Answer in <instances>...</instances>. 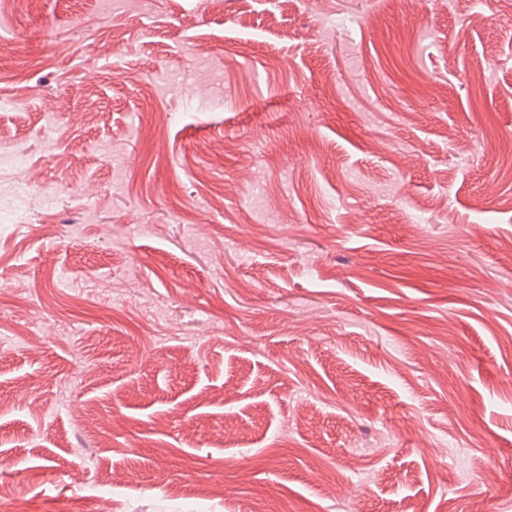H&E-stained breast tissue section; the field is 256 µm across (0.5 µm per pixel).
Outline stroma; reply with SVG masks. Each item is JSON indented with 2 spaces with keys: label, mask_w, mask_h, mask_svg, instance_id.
Masks as SVG:
<instances>
[{
  "label": "stroma",
  "mask_w": 512,
  "mask_h": 512,
  "mask_svg": "<svg viewBox=\"0 0 512 512\" xmlns=\"http://www.w3.org/2000/svg\"><path fill=\"white\" fill-rule=\"evenodd\" d=\"M0 142V512H512L504 0H0Z\"/></svg>",
  "instance_id": "1"
}]
</instances>
